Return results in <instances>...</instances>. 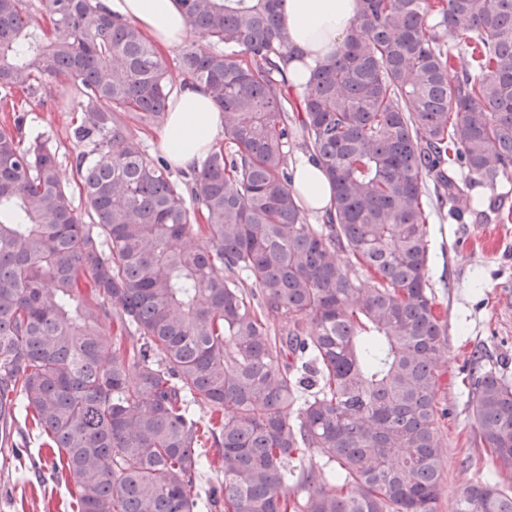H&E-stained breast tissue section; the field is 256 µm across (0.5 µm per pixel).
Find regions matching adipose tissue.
<instances>
[{
  "label": "adipose tissue",
  "instance_id": "obj_1",
  "mask_svg": "<svg viewBox=\"0 0 512 512\" xmlns=\"http://www.w3.org/2000/svg\"><path fill=\"white\" fill-rule=\"evenodd\" d=\"M110 12L136 24L162 47L180 45L189 27L177 0H103ZM358 11V0H285L290 53L279 66L288 86L304 95L313 70L333 61ZM224 113L201 85L183 82L170 96L159 145L172 167L190 169L217 144ZM294 187L303 207L325 215L333 206L332 183L309 156L294 166Z\"/></svg>",
  "mask_w": 512,
  "mask_h": 512
}]
</instances>
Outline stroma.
Here are the masks:
<instances>
[{"label":"stroma","instance_id":"1","mask_svg":"<svg viewBox=\"0 0 512 512\" xmlns=\"http://www.w3.org/2000/svg\"><path fill=\"white\" fill-rule=\"evenodd\" d=\"M65 81H52L27 114L26 134L45 133L58 149L76 211H83L74 163L81 147L72 137V113L60 105ZM430 212L426 226L431 260L426 279L442 315L448 318L447 346L439 363L438 406L443 444L442 491L436 512H453L462 488L494 468L476 442L470 407V375L493 369L512 381V182L475 193L494 202L489 222L452 219L438 208L433 183L425 185ZM21 459L5 457L0 470V512H73L74 482L67 471L50 479L52 459L31 440Z\"/></svg>","mask_w":512,"mask_h":512}]
</instances>
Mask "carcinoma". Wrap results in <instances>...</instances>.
Segmentation results:
<instances>
[{"mask_svg":"<svg viewBox=\"0 0 512 512\" xmlns=\"http://www.w3.org/2000/svg\"><path fill=\"white\" fill-rule=\"evenodd\" d=\"M178 2L204 41L179 74L224 111V145L184 180L139 138L175 81L137 26L101 0H0V432L25 411L78 512H435L448 325L424 179L458 221L470 188L512 180V0H359L296 101L273 77L284 0ZM460 54L479 75L453 72ZM56 78L80 113V214L14 97ZM296 141L333 184L322 224L293 189ZM471 414L511 467L512 384L483 373ZM456 512H512V489L482 477Z\"/></svg>","mask_w":512,"mask_h":512,"instance_id":"cac0c4a2","label":"carcinoma"}]
</instances>
